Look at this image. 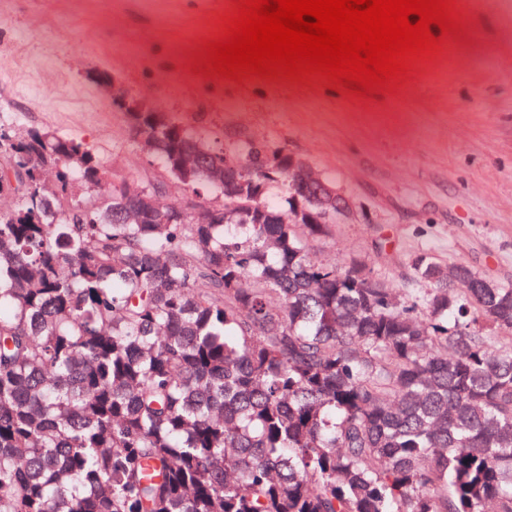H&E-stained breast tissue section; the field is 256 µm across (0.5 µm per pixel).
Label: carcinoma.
I'll list each match as a JSON object with an SVG mask.
<instances>
[{
  "label": "carcinoma",
  "mask_w": 512,
  "mask_h": 512,
  "mask_svg": "<svg viewBox=\"0 0 512 512\" xmlns=\"http://www.w3.org/2000/svg\"><path fill=\"white\" fill-rule=\"evenodd\" d=\"M131 118L224 191L238 158ZM249 153L255 192L198 224L99 197L81 141L0 131V512H512V283L421 253L399 296L319 262L336 192L307 224L266 173L292 156Z\"/></svg>",
  "instance_id": "cac0c4a2"
}]
</instances>
